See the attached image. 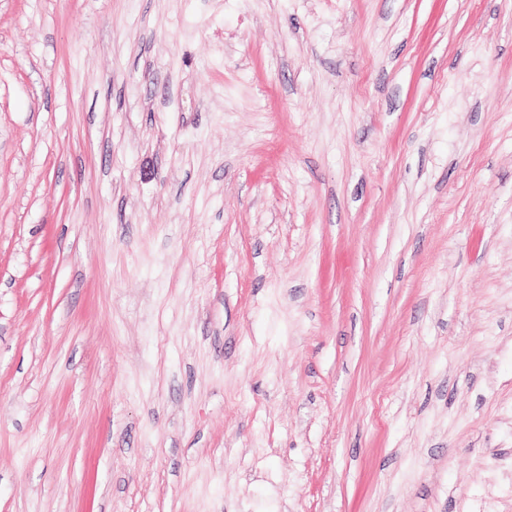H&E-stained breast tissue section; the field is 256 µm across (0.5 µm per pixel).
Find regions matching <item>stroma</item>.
I'll list each match as a JSON object with an SVG mask.
<instances>
[{
	"mask_svg": "<svg viewBox=\"0 0 512 512\" xmlns=\"http://www.w3.org/2000/svg\"><path fill=\"white\" fill-rule=\"evenodd\" d=\"M0 512H512V0H0Z\"/></svg>",
	"mask_w": 512,
	"mask_h": 512,
	"instance_id": "35a3bbf8",
	"label": "stroma"
}]
</instances>
